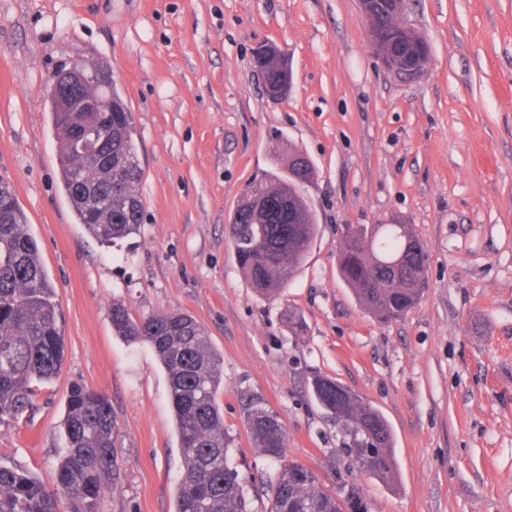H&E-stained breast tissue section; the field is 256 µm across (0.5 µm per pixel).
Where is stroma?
I'll use <instances>...</instances> for the list:
<instances>
[{
    "label": "stroma",
    "mask_w": 512,
    "mask_h": 512,
    "mask_svg": "<svg viewBox=\"0 0 512 512\" xmlns=\"http://www.w3.org/2000/svg\"><path fill=\"white\" fill-rule=\"evenodd\" d=\"M425 39L420 77L388 73L358 0H0V179L28 216L64 317V359L32 410L0 424V464L55 483L73 385L104 394L117 461L100 512H174L183 454L153 349L112 329L192 315L224 357L219 404L252 512H269L276 465L255 448L253 403L286 429L288 458L332 488L350 476L320 373L388 421L395 478L358 482L370 512H512V0H405ZM272 42L293 71L266 97L253 67ZM103 62L136 129L137 235L105 246L75 221L58 171L46 87ZM303 151L318 236L265 299L238 266L226 222L246 189ZM398 215L427 256L426 288L382 324L340 279L349 224ZM305 321L294 335L284 315Z\"/></svg>",
    "instance_id": "1"
}]
</instances>
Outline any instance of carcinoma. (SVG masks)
<instances>
[{
  "label": "carcinoma",
  "instance_id": "carcinoma-1",
  "mask_svg": "<svg viewBox=\"0 0 512 512\" xmlns=\"http://www.w3.org/2000/svg\"><path fill=\"white\" fill-rule=\"evenodd\" d=\"M389 8L387 0H377L372 22H385L386 34L403 41L416 39L414 32L398 26ZM264 69L266 81L279 84L280 59L267 56ZM105 95L112 111L81 115L89 130L83 144L73 137L71 113L56 111L57 91L48 85L63 190L76 222L111 244L139 231L143 169L131 113L114 87ZM292 157L295 162L250 186L228 217L239 266L263 297L288 287L317 236L316 214L302 191L314 168L304 155ZM258 195L277 196L283 207L257 213ZM338 268L358 303L382 322L408 312L426 284V255L406 223L347 226ZM112 325L127 342L148 343L166 371L184 458L175 512H247L239 474L227 460L230 439L218 402L224 359L205 329L187 313L135 320L122 303L112 304ZM63 357L55 289L14 190L0 181V423L15 421L33 407L41 387L58 375ZM311 387L316 402L339 427L345 453L359 460L353 468L390 483L396 466L392 432L383 415L330 378L316 376ZM246 425L255 447L277 464L270 479V512H369L355 481L329 489L316 471L286 460L285 429L275 413L255 405ZM62 427L65 444L54 486L0 465V512H99L101 493L116 467L112 404L104 394L75 385Z\"/></svg>",
  "mask_w": 512,
  "mask_h": 512
}]
</instances>
